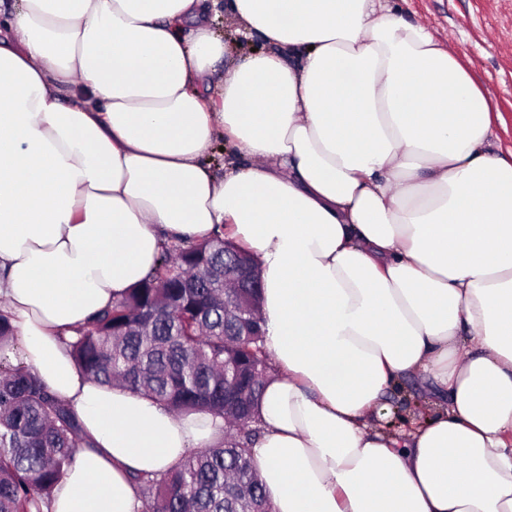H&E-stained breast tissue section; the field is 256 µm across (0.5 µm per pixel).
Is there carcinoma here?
I'll return each mask as SVG.
<instances>
[{
    "label": "carcinoma",
    "instance_id": "carcinoma-1",
    "mask_svg": "<svg viewBox=\"0 0 512 512\" xmlns=\"http://www.w3.org/2000/svg\"><path fill=\"white\" fill-rule=\"evenodd\" d=\"M216 235L164 249L154 272L77 329L87 376L119 382L176 414H224V390L247 395L224 444L175 469L135 474L148 512H272L251 444L270 371L265 337L224 322V246ZM84 440L76 417L24 366L0 363V512H45Z\"/></svg>",
    "mask_w": 512,
    "mask_h": 512
}]
</instances>
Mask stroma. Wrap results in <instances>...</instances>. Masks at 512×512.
I'll use <instances>...</instances> for the list:
<instances>
[{"instance_id":"1","label":"stroma","mask_w":512,"mask_h":512,"mask_svg":"<svg viewBox=\"0 0 512 512\" xmlns=\"http://www.w3.org/2000/svg\"><path fill=\"white\" fill-rule=\"evenodd\" d=\"M397 5L467 66L492 110L503 118L495 127L498 150L511 148L512 0H397ZM437 400L431 380L404 378L387 397L391 414L384 425L398 430L406 417Z\"/></svg>"}]
</instances>
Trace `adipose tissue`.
<instances>
[{"label":"adipose tissue","mask_w":512,"mask_h":512,"mask_svg":"<svg viewBox=\"0 0 512 512\" xmlns=\"http://www.w3.org/2000/svg\"><path fill=\"white\" fill-rule=\"evenodd\" d=\"M15 0L0 24V350L88 446L49 512H146L132 474L223 443L98 384L68 339L181 240L263 281L272 372L252 452L273 512H512V161L456 56L390 0ZM249 165L214 175L215 142ZM445 400L374 425L405 375Z\"/></svg>","instance_id":"1"}]
</instances>
